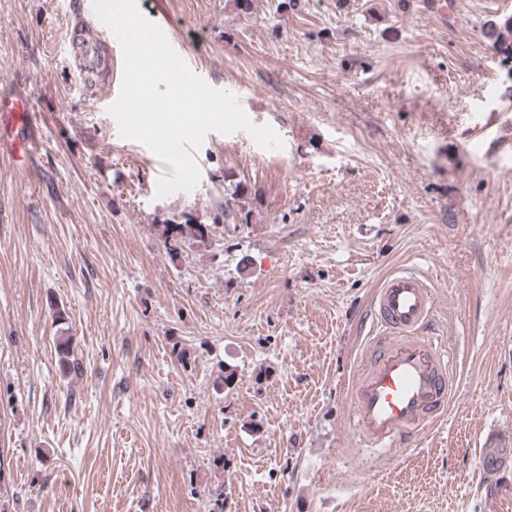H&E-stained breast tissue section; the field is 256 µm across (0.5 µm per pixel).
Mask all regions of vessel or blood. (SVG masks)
Here are the masks:
<instances>
[{"instance_id": "obj_1", "label": "vessel or blood", "mask_w": 512, "mask_h": 512, "mask_svg": "<svg viewBox=\"0 0 512 512\" xmlns=\"http://www.w3.org/2000/svg\"><path fill=\"white\" fill-rule=\"evenodd\" d=\"M112 31L98 24L92 4L75 14L67 36V54L84 86L117 85L123 55L112 47ZM32 114L22 97L0 91V153L39 151L40 140L25 137ZM433 309V294L419 272L402 268L386 276L370 300L378 331L366 369L351 386V402L363 447L405 450L419 432L442 416L456 390V372L448 355L423 337Z\"/></svg>"}]
</instances>
